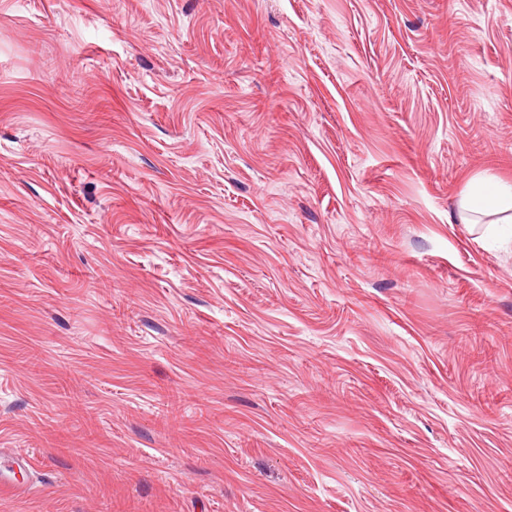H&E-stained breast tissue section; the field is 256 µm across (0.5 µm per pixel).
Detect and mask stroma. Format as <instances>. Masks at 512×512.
<instances>
[{
  "label": "stroma",
  "instance_id": "35a3bbf8",
  "mask_svg": "<svg viewBox=\"0 0 512 512\" xmlns=\"http://www.w3.org/2000/svg\"><path fill=\"white\" fill-rule=\"evenodd\" d=\"M512 0H0V512H512ZM463 224H478L474 215L490 218L487 224H512V185H505L490 175L475 179L457 208ZM6 448H0V490L22 493L25 488L14 479L15 469L35 470V462L29 454L10 453L5 456Z\"/></svg>",
  "mask_w": 512,
  "mask_h": 512
}]
</instances>
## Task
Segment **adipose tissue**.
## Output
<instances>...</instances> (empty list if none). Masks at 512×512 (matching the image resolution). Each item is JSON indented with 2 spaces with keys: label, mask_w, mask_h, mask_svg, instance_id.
Masks as SVG:
<instances>
[{
  "label": "adipose tissue",
  "mask_w": 512,
  "mask_h": 512,
  "mask_svg": "<svg viewBox=\"0 0 512 512\" xmlns=\"http://www.w3.org/2000/svg\"><path fill=\"white\" fill-rule=\"evenodd\" d=\"M457 214L465 224L474 223L479 215L494 224H512V185L489 175L475 179L460 199Z\"/></svg>",
  "instance_id": "ef3b65f1"
}]
</instances>
